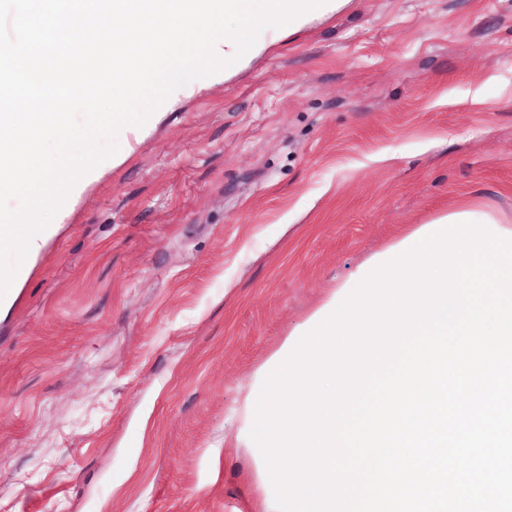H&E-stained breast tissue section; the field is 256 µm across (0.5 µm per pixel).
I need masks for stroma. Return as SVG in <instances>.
<instances>
[{
  "label": "stroma",
  "mask_w": 512,
  "mask_h": 512,
  "mask_svg": "<svg viewBox=\"0 0 512 512\" xmlns=\"http://www.w3.org/2000/svg\"><path fill=\"white\" fill-rule=\"evenodd\" d=\"M512 221V0H356L151 130L0 317V512H259L256 369L456 206Z\"/></svg>",
  "instance_id": "obj_1"
}]
</instances>
